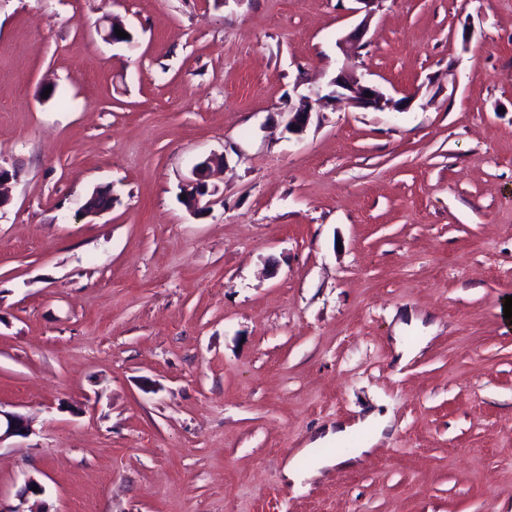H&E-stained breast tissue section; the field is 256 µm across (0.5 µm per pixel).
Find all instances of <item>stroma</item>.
I'll use <instances>...</instances> for the list:
<instances>
[{"instance_id":"obj_1","label":"stroma","mask_w":512,"mask_h":512,"mask_svg":"<svg viewBox=\"0 0 512 512\" xmlns=\"http://www.w3.org/2000/svg\"><path fill=\"white\" fill-rule=\"evenodd\" d=\"M356 7L0 0V409L33 429L1 503L32 478L34 512H512V0H379L348 58ZM343 68L408 108L289 131ZM374 410L370 455L288 483ZM220 164H224V155L212 153L204 160L197 163L192 170L193 179L189 180L191 189L187 190L185 193L194 205L197 206L196 210L198 211H202L208 207L207 204L209 201H207L203 207L199 206V204L206 196L214 194L215 190H209L207 179L209 178L211 169Z\"/></svg>"}]
</instances>
